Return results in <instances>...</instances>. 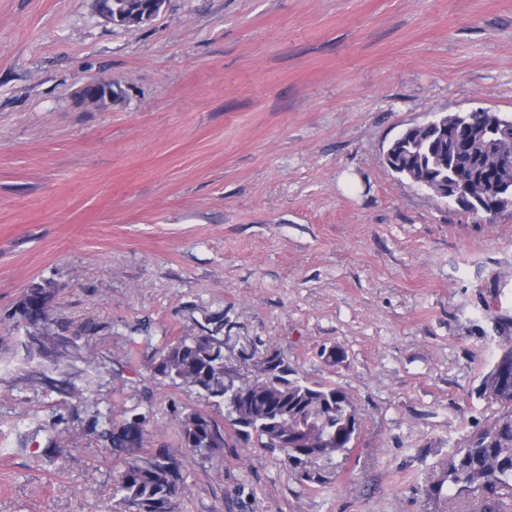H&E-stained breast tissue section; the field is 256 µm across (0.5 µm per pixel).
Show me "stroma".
Segmentation results:
<instances>
[{"mask_svg":"<svg viewBox=\"0 0 512 512\" xmlns=\"http://www.w3.org/2000/svg\"><path fill=\"white\" fill-rule=\"evenodd\" d=\"M92 78L109 109L75 105ZM478 108L512 113V0H165L138 30L0 0V512H116L101 433L134 411L181 463L175 512H474L424 490L501 411L480 384L512 336V211L385 153ZM35 283L43 350L16 313ZM216 315L228 366L278 352L357 405L325 484L183 445L181 417L227 408L153 363Z\"/></svg>","mask_w":512,"mask_h":512,"instance_id":"35a3bbf8","label":"stroma"}]
</instances>
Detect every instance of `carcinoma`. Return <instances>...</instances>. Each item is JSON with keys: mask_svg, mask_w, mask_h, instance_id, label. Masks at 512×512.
<instances>
[{"mask_svg": "<svg viewBox=\"0 0 512 512\" xmlns=\"http://www.w3.org/2000/svg\"><path fill=\"white\" fill-rule=\"evenodd\" d=\"M112 22L135 28L151 22L143 0H102ZM392 171L419 184L448 181L459 175L462 193H476L481 180L494 177L512 183V115L486 109L459 112L448 129L430 126L403 131L393 142ZM51 296L34 284L16 313L32 325L44 319ZM213 328L190 332L169 344L159 356L156 371L172 380L199 388L207 398L227 404L228 426L192 411L180 420L185 447L209 455L224 449L228 431L257 440L259 447L283 454L287 470L301 480L323 484V464L346 453L358 437L359 412L348 394L336 384L304 383L291 377L280 353L259 361L260 375L243 378L224 364L223 341L215 333L224 328V316L207 320ZM482 394L499 403L500 414L472 431L464 445L448 454L440 477L426 489L427 497L441 503L482 492L479 512H502L512 497V370L507 376L492 366L482 383ZM146 414L135 413L102 433L112 452L129 456L116 486L124 512H175L186 487L181 464L167 448L136 456L145 438Z\"/></svg>", "mask_w": 512, "mask_h": 512, "instance_id": "cac0c4a2", "label": "carcinoma"}]
</instances>
